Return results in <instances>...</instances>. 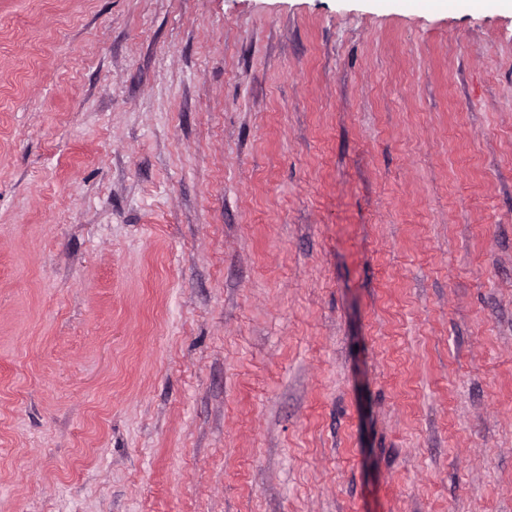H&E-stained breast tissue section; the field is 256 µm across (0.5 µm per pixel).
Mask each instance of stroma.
Listing matches in <instances>:
<instances>
[{
  "label": "stroma",
  "mask_w": 512,
  "mask_h": 512,
  "mask_svg": "<svg viewBox=\"0 0 512 512\" xmlns=\"http://www.w3.org/2000/svg\"><path fill=\"white\" fill-rule=\"evenodd\" d=\"M0 512H512V0H0Z\"/></svg>",
  "instance_id": "obj_1"
}]
</instances>
